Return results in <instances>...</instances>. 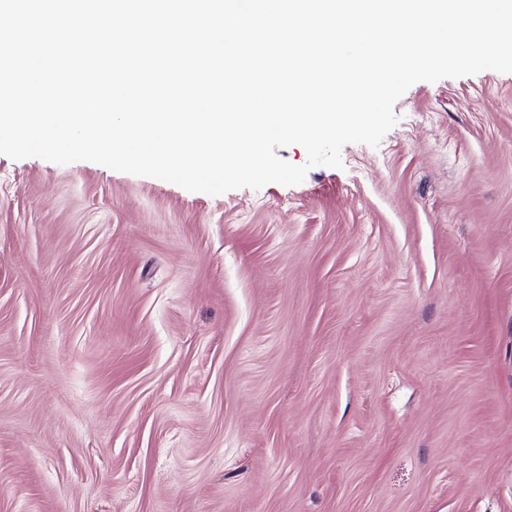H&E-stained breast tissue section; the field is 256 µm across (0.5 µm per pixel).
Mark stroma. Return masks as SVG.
<instances>
[{
	"label": "stroma",
	"mask_w": 512,
	"mask_h": 512,
	"mask_svg": "<svg viewBox=\"0 0 512 512\" xmlns=\"http://www.w3.org/2000/svg\"><path fill=\"white\" fill-rule=\"evenodd\" d=\"M221 195L0 155V512H512V73Z\"/></svg>",
	"instance_id": "35a3bbf8"
}]
</instances>
